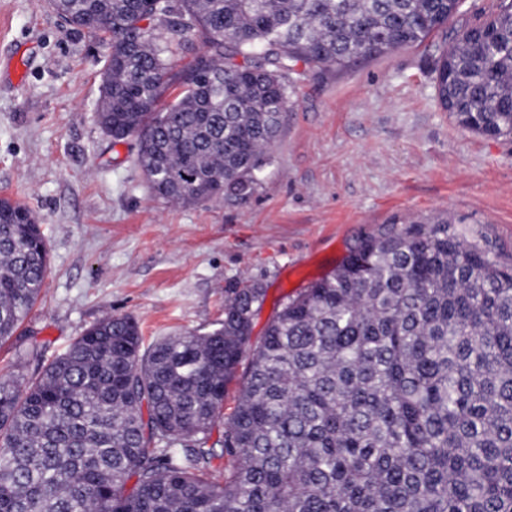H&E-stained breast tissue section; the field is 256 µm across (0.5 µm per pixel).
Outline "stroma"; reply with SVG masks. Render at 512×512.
<instances>
[{"label": "stroma", "instance_id": "obj_1", "mask_svg": "<svg viewBox=\"0 0 512 512\" xmlns=\"http://www.w3.org/2000/svg\"><path fill=\"white\" fill-rule=\"evenodd\" d=\"M465 0L425 42L300 83L245 199L155 198L137 144L99 128L105 55L48 0H0V198L25 204L47 241L40 299L0 341V376L28 382L105 315L145 343L224 320V290H267L260 340L284 295L330 272L353 240L442 213L512 264V136L459 127L438 100L436 45L497 12Z\"/></svg>", "mask_w": 512, "mask_h": 512}]
</instances>
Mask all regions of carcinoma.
Wrapping results in <instances>:
<instances>
[{
	"mask_svg": "<svg viewBox=\"0 0 512 512\" xmlns=\"http://www.w3.org/2000/svg\"><path fill=\"white\" fill-rule=\"evenodd\" d=\"M50 5L109 48L98 124L115 144L137 140L152 193L176 203L251 196L298 82L421 44L461 8ZM469 30L437 47L438 99L466 130L511 135L512 0ZM453 224L436 216L361 238L329 276L286 296L253 348L247 312L266 289L239 282L210 331L146 346L133 318L109 315L25 386L1 377L0 512H512V266ZM47 257L32 211L0 198L1 341L40 297Z\"/></svg>",
	"mask_w": 512,
	"mask_h": 512,
	"instance_id": "1",
	"label": "carcinoma"
}]
</instances>
